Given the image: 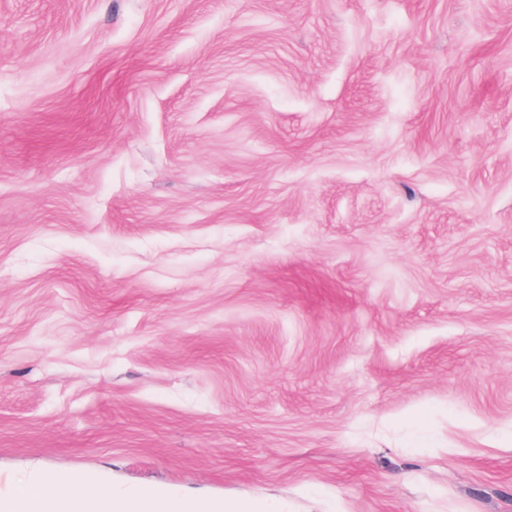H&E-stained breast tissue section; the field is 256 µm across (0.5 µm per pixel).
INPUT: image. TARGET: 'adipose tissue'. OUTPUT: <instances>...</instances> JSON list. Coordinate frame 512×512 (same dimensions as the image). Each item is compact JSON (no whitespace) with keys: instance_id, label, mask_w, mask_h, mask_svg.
<instances>
[{"instance_id":"adipose-tissue-1","label":"adipose tissue","mask_w":512,"mask_h":512,"mask_svg":"<svg viewBox=\"0 0 512 512\" xmlns=\"http://www.w3.org/2000/svg\"><path fill=\"white\" fill-rule=\"evenodd\" d=\"M57 475L48 473L37 483L18 490L13 499L14 512H33L32 505L79 502L92 506L93 512H288L285 505L270 501L227 500L221 505H203L180 497H172L159 507L144 505L136 495L114 493L93 477L82 476L64 492H57Z\"/></svg>"}]
</instances>
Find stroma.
Wrapping results in <instances>:
<instances>
[{
	"mask_svg": "<svg viewBox=\"0 0 512 512\" xmlns=\"http://www.w3.org/2000/svg\"><path fill=\"white\" fill-rule=\"evenodd\" d=\"M512 512V0H0V498ZM59 482L57 475L48 473L35 484H29L18 490L13 498V512H34L35 501L46 504L79 502L90 505L93 512H288L285 505L270 501L224 500L221 505H202L180 497H172L159 507L144 505L139 498L130 493H113L101 486L92 476L75 479L63 493L49 494L48 489L55 488ZM73 503L71 510L82 507Z\"/></svg>",
	"mask_w": 512,
	"mask_h": 512,
	"instance_id": "1",
	"label": "stroma"
}]
</instances>
